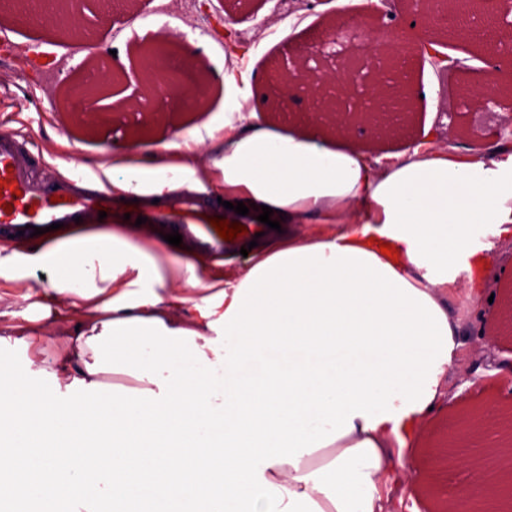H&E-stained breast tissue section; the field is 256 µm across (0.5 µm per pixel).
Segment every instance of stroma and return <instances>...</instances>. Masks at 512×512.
Masks as SVG:
<instances>
[{
  "instance_id": "stroma-1",
  "label": "stroma",
  "mask_w": 512,
  "mask_h": 512,
  "mask_svg": "<svg viewBox=\"0 0 512 512\" xmlns=\"http://www.w3.org/2000/svg\"><path fill=\"white\" fill-rule=\"evenodd\" d=\"M347 15L361 20L362 5L346 6ZM336 0H134L132 12L111 10L106 0H81L75 15L82 26L75 37L61 35L52 25H34L14 19L12 7L0 8V37L11 42V55L0 59V115L10 127L28 131L45 162L61 173L98 155L120 153L127 146H154L190 136L194 128L224 125V81L218 68L224 63V38L213 31V21L223 18L237 28L249 54L248 64L269 70L273 62L292 67L295 51L306 47L326 21L338 14ZM162 21L167 35L182 53H196L207 72L208 92L202 105H174L165 95L152 96L149 109L137 107L141 94L139 75L147 66L144 50L152 45L157 31L149 20ZM445 53L469 60L467 71L445 70L422 55H415L410 79L415 88L429 89L426 98H414L406 130L385 137L373 150L404 147L432 123L437 138L478 145L497 132L503 115L512 113V98L500 104L463 102L469 86L479 83L493 60L489 46L479 41L447 39ZM125 54L130 65L124 75L106 82L105 122L87 121L85 115L67 111L57 94L86 61L102 69L113 66L114 53ZM360 70L359 88L372 82L377 59L362 54L359 42H344L320 50L307 64L322 73L342 70L346 64ZM512 282V245L497 249L487 284L493 302L471 305L464 296L450 304L451 315L463 333H471L478 320L494 326L505 287ZM512 358V335L499 336L498 344L480 360L468 363L466 372L448 375L445 411L429 422L419 438L417 464L411 476V497L390 499L385 512H439L431 494L445 472L435 462L437 446L444 439L458 410L496 402L512 411V376L500 373L499 361Z\"/></svg>"
}]
</instances>
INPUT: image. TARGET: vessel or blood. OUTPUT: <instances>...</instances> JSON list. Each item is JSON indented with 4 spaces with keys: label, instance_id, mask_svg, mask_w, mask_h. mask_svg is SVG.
<instances>
[{
    "label": "vessel or blood",
    "instance_id": "b4317fda",
    "mask_svg": "<svg viewBox=\"0 0 512 512\" xmlns=\"http://www.w3.org/2000/svg\"><path fill=\"white\" fill-rule=\"evenodd\" d=\"M28 141L16 129L0 130V228L17 234L21 242H30L25 227L45 228L56 223L71 224L75 219L95 224L100 212H112L120 201L112 194L108 178L96 180L75 173L68 177L52 174L36 175L26 163L24 154ZM11 211H4V204ZM131 218L143 217L148 223L161 224L178 230L202 256L223 257L248 246L253 234L264 240L277 238L275 230L252 222L249 217L224 210L222 204L203 203L199 196L183 194L134 202ZM225 219L246 226L245 236L228 241L212 224L213 219Z\"/></svg>",
    "mask_w": 512,
    "mask_h": 512
}]
</instances>
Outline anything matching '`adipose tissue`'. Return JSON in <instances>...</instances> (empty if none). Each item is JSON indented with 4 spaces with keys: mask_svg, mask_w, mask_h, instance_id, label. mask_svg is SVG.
Segmentation results:
<instances>
[{
    "mask_svg": "<svg viewBox=\"0 0 512 512\" xmlns=\"http://www.w3.org/2000/svg\"><path fill=\"white\" fill-rule=\"evenodd\" d=\"M247 52L226 37L212 166L227 201L272 208L286 244L229 280L118 232L0 244V282L49 274L24 309L0 310V346L29 356L0 387L11 427L0 466L42 512L62 500L76 512L92 500L110 512H384L462 363L448 303L462 287L479 300L496 246L512 244V145L425 133L375 154L315 119L272 125L252 104L268 76ZM213 136L129 147L108 178L123 193H170ZM50 325L61 341L44 360ZM112 373L132 386L107 392ZM32 375L57 398L30 388ZM90 460L93 480H62ZM493 486L476 469L441 488L450 512H467Z\"/></svg>",
    "mask_w": 512,
    "mask_h": 512,
    "instance_id": "1",
    "label": "adipose tissue"
}]
</instances>
